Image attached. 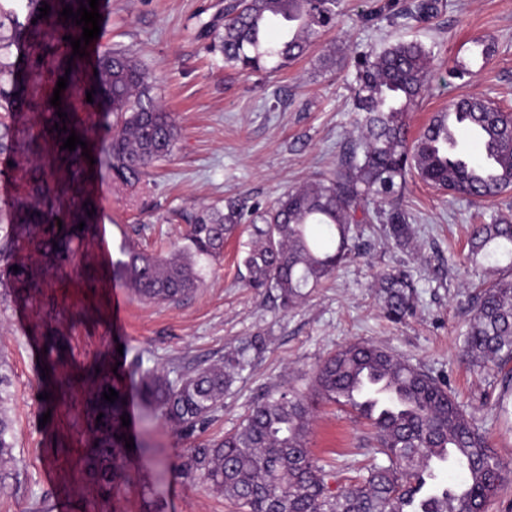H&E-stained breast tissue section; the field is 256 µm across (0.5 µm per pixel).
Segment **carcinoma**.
Segmentation results:
<instances>
[{"label":"carcinoma","mask_w":512,"mask_h":512,"mask_svg":"<svg viewBox=\"0 0 512 512\" xmlns=\"http://www.w3.org/2000/svg\"><path fill=\"white\" fill-rule=\"evenodd\" d=\"M50 6L40 17L42 4ZM87 0H8L0 3V153L17 154L30 163L23 170L24 193L15 197L6 223L0 224V261L6 262L11 288L24 299L61 270L56 261L92 243L87 214L90 160L83 149L62 148L70 132L88 141L79 112L95 106L113 116L108 145L112 176L123 184L139 181L156 162L167 158L179 129L151 95L140 61L124 49L98 52L97 73L86 58L73 55L65 37ZM440 0H418L408 15L429 22ZM342 0H227L223 31L214 33L211 49L224 65L251 73L280 70L309 51L321 32L337 27ZM25 21H20V15ZM24 48L27 69L13 58ZM431 51L422 43L398 42L354 57V100L362 130L358 145L339 159L336 174L284 192L270 207L251 210L239 199L224 206H204L190 217L176 253L131 249L119 262L126 282L142 301H177L195 291L207 268L224 253L231 237L248 233L241 243V263L252 288L293 309L330 278L354 249L351 225L377 219L399 246L408 245L413 229L403 207L407 177L472 202L490 201L512 189V112L489 98H463L436 113L413 140L407 115L426 90ZM70 74H65V69ZM68 76L61 108L50 104L58 78ZM92 94L88 102L86 93ZM67 117L61 119L57 111ZM458 126H481L474 139L481 159L471 169L448 157V113ZM38 119L37 127L26 121ZM65 124L58 132L54 125ZM378 199L386 209L370 214ZM85 223L81 229L79 223ZM39 254L45 264L32 261ZM509 262L495 280L480 287L472 316L461 338L462 356L478 366L505 371L503 394L512 391V224H474L469 260ZM18 270H13V267ZM384 310L393 321L412 310L416 289L411 275L397 270L379 284ZM265 345L251 336L224 356L220 367H202L170 378L147 371L141 396L165 420L190 434L221 406L237 375L251 366ZM88 432L74 470L76 479L95 491L91 512H121L129 488V457L122 435L127 392L117 375L93 381ZM11 381L0 367V464L12 459L14 430L1 408ZM118 392L110 403L103 394ZM350 408L374 430L381 463L372 462L351 487L333 493L327 472L309 450L310 423L317 404ZM101 421H96V418ZM455 448L460 463L451 467L463 479L434 483L433 462ZM181 475L199 478L224 494L238 512H486L488 502L512 479L494 449L447 385L421 368L373 343L345 345L327 356L312 377L309 391L286 389L256 401L240 426L224 438L190 449ZM142 512H164L149 485L139 486Z\"/></svg>","instance_id":"1"}]
</instances>
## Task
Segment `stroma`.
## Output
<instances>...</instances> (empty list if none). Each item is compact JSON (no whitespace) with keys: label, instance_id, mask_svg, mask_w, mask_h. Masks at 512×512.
<instances>
[{"label":"stroma","instance_id":"35a3bbf8","mask_svg":"<svg viewBox=\"0 0 512 512\" xmlns=\"http://www.w3.org/2000/svg\"><path fill=\"white\" fill-rule=\"evenodd\" d=\"M100 2L108 17L101 47H121L137 57L179 136L171 156L130 186L112 179L106 153L111 119L92 126L98 157L94 218L107 228L105 241L92 242L65 274L48 280L37 299L0 294V360L12 381L4 408L16 442L0 512H38L44 502L51 512H85L94 491L76 483L72 470L80 451L76 438L88 426L91 384L85 373L99 361L125 374L128 405L135 411L130 435L134 444L153 450L149 459H134L129 473L133 482L151 485L166 512H235L207 483L181 475L190 448L234 431L264 395L291 386L308 389L317 364L353 342L385 346L444 379L501 462L512 468V397L500 402V374L458 358L475 288L498 275L495 262L466 261L470 229L494 218L512 222V190L482 209L410 178L404 201L415 232L410 245L396 247L382 224L352 225L359 255L287 312L247 287L236 237L203 284L175 302L139 300L118 272L128 247L155 252L181 245L184 214L228 197L264 208L283 190L334 172L353 138L356 52L399 40L431 47L428 89L409 114L411 129L469 95H487L512 111V0H441L428 24L402 17L416 0H344L339 28L324 33L306 56L277 72L249 74L226 67L199 36L224 0ZM483 41L497 46L487 60L479 54ZM458 61L471 70L461 80L448 74ZM395 269L408 271L417 285L414 311L399 323L385 317L376 286L380 274ZM120 293L121 308L114 303ZM49 332L64 346L56 376L69 390L47 420L40 394L50 361L42 336ZM255 335L265 338V349L194 436L184 437L141 402L137 388L144 369L189 373L220 364L240 339ZM309 439L336 493L353 483L374 446L365 421L331 404L317 406ZM54 447L65 448V455L49 458Z\"/></svg>","mask_w":512,"mask_h":512}]
</instances>
